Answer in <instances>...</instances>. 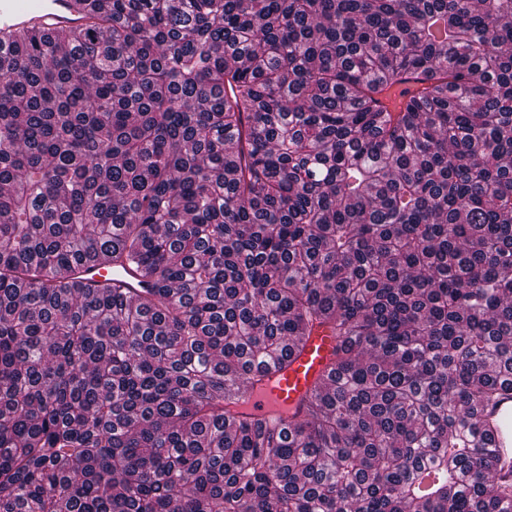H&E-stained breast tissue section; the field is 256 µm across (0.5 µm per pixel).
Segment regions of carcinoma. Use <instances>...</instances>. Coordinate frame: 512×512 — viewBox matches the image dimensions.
I'll return each instance as SVG.
<instances>
[{
  "instance_id": "1",
  "label": "carcinoma",
  "mask_w": 512,
  "mask_h": 512,
  "mask_svg": "<svg viewBox=\"0 0 512 512\" xmlns=\"http://www.w3.org/2000/svg\"><path fill=\"white\" fill-rule=\"evenodd\" d=\"M81 3L0 46V512H512V0ZM337 336L317 329L293 349L291 360L253 388L247 387L245 403L239 412L278 425L287 419L324 378L335 359ZM480 427L501 456L495 474L497 484L512 489V393L508 392L482 408Z\"/></svg>"
}]
</instances>
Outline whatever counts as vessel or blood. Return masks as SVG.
<instances>
[{
    "instance_id": "b4317fda",
    "label": "vessel or blood",
    "mask_w": 512,
    "mask_h": 512,
    "mask_svg": "<svg viewBox=\"0 0 512 512\" xmlns=\"http://www.w3.org/2000/svg\"><path fill=\"white\" fill-rule=\"evenodd\" d=\"M77 0H0V41L20 29L77 28L85 25ZM339 344L329 330L318 329L294 348L286 365L247 388L243 413L279 424L296 411L324 378ZM480 427L501 456L495 474L500 486L512 487V393L488 403Z\"/></svg>"
}]
</instances>
